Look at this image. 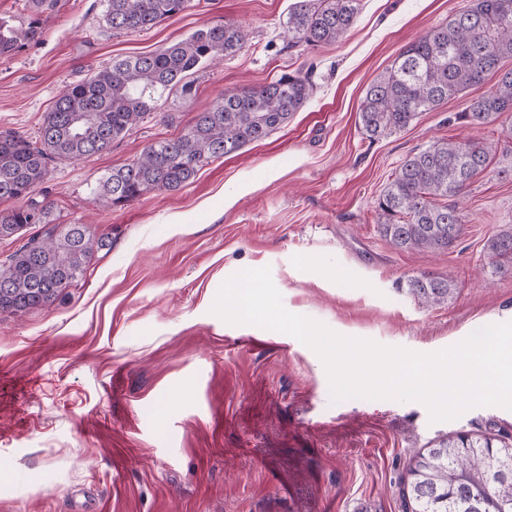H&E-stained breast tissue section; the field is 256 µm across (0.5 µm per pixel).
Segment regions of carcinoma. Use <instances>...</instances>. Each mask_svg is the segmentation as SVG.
<instances>
[{"instance_id":"carcinoma-1","label":"carcinoma","mask_w":512,"mask_h":512,"mask_svg":"<svg viewBox=\"0 0 512 512\" xmlns=\"http://www.w3.org/2000/svg\"><path fill=\"white\" fill-rule=\"evenodd\" d=\"M104 2L106 22L119 31L150 28L189 7V0ZM56 3L25 0L28 21L19 26L1 17L0 56L39 39L42 15ZM358 5L359 0H297L288 13V36L296 46L337 42L353 25ZM245 40L239 25L199 28L157 53L116 60L68 86L46 113L36 140L0 132V200L27 199L21 207L0 210V238L39 226L0 263V313L24 314L54 303L63 289L82 279L95 251L104 247L86 225H62L52 204L33 199L49 165L110 151L115 140L161 112L170 92L190 94L188 75L234 55ZM510 57L512 0H473L404 48L370 84L359 112L362 127L372 139L404 129L418 114L480 84ZM312 91L310 76L300 72L256 88L226 90L180 136L150 144L101 177L95 194L118 206L151 190H179L211 160L288 122ZM505 112H512V70L457 119L481 126ZM491 156V145L467 138L442 140L407 155L377 199L383 236L401 250L448 249L464 224L448 199L464 193ZM488 248L499 259L497 269L512 270V231L492 237ZM453 291L446 276L407 278L408 294L425 305L445 303ZM401 494L405 512H512V440L507 434L457 432L420 448L409 458Z\"/></svg>"}]
</instances>
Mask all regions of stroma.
<instances>
[{
    "instance_id": "1",
    "label": "stroma",
    "mask_w": 512,
    "mask_h": 512,
    "mask_svg": "<svg viewBox=\"0 0 512 512\" xmlns=\"http://www.w3.org/2000/svg\"><path fill=\"white\" fill-rule=\"evenodd\" d=\"M295 0H192L148 30L115 32L102 0H60L39 42L0 57V132L37 136L67 86L116 57L149 54L194 30L243 26L232 57L189 77L112 144L50 165L36 199L106 245L53 305L0 313V512H404L413 451L439 436L511 434L512 410L476 407L430 423L418 402L331 403L325 368L296 338L211 314L223 284L270 267L287 310L389 346L430 353L512 310V273L487 248L512 230V113L455 119L497 83L488 75L408 127L369 140L371 82L410 43L472 0H361L339 41L292 47ZM308 73L311 98L265 139L213 160L176 191L105 206L92 188L150 143L177 137L224 91ZM492 144L489 170L457 205L463 231L443 251L393 249L376 199L409 153L442 139ZM237 192L232 205L224 195ZM181 216L188 229L174 231ZM318 265L300 268L298 255ZM450 276L447 303L419 305L407 277Z\"/></svg>"
}]
</instances>
